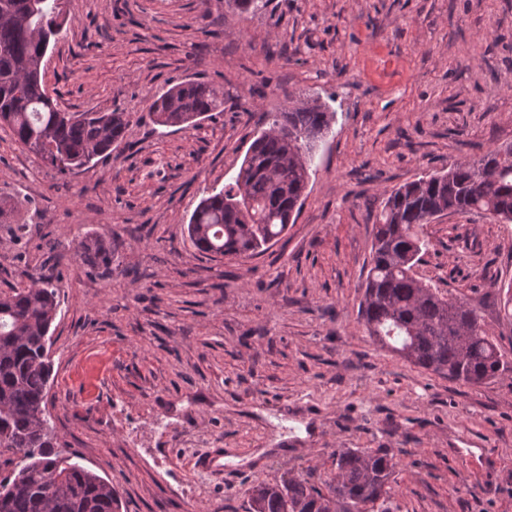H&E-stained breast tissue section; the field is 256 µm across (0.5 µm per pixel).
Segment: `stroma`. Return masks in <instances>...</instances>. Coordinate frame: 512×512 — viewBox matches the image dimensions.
I'll return each mask as SVG.
<instances>
[{"label": "stroma", "instance_id": "1", "mask_svg": "<svg viewBox=\"0 0 512 512\" xmlns=\"http://www.w3.org/2000/svg\"><path fill=\"white\" fill-rule=\"evenodd\" d=\"M45 58L65 112H127L128 144L57 171L0 130V192L37 224L0 225V289L60 287L46 418L56 446L117 489L122 512H248L253 486L322 483L342 448L397 466L389 512H512V224L445 215L417 275L483 317L508 368L466 385L382 348L358 315L388 192L512 142V0H62ZM187 79L224 92L199 128L154 125ZM335 111L302 208L266 252L203 254L184 236L233 181L265 116ZM109 242L111 268L73 243ZM224 450V473L188 453Z\"/></svg>", "mask_w": 512, "mask_h": 512}]
</instances>
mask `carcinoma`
I'll return each instance as SVG.
<instances>
[{"label": "carcinoma", "instance_id": "cac0c4a2", "mask_svg": "<svg viewBox=\"0 0 512 512\" xmlns=\"http://www.w3.org/2000/svg\"><path fill=\"white\" fill-rule=\"evenodd\" d=\"M59 0H0V129L67 174L108 155L131 120L125 112H63L47 93L43 61L63 29ZM224 105L220 89L187 80L154 97L149 114L162 127H197ZM335 112L301 101L271 116L250 144L234 182L203 198L187 224L201 253L252 256L287 230L303 203L318 142ZM448 213H481L512 223V143L452 164L391 191L374 225L360 317L370 336L414 365L467 384H483L508 362L476 309L419 279L414 268L425 241L420 230ZM20 202L0 195V224H18ZM94 266L112 265L98 235L75 244ZM59 286L29 277L0 292V448L22 466L0 475V512H121L112 483L56 450L44 418L52 377L47 346ZM396 462L382 449L336 452L334 476L318 486L305 478L259 482L249 512H387Z\"/></svg>", "mask_w": 512, "mask_h": 512}]
</instances>
